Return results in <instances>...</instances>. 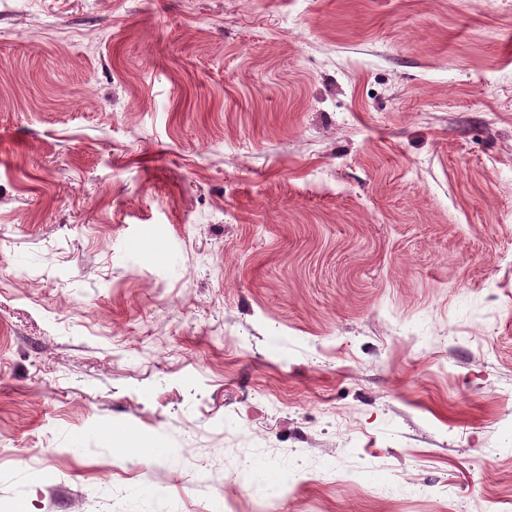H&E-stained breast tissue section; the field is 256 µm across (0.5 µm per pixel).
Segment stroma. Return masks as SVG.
<instances>
[{
	"label": "stroma",
	"mask_w": 512,
	"mask_h": 512,
	"mask_svg": "<svg viewBox=\"0 0 512 512\" xmlns=\"http://www.w3.org/2000/svg\"><path fill=\"white\" fill-rule=\"evenodd\" d=\"M232 499L512 500V0H0V512Z\"/></svg>",
	"instance_id": "stroma-1"
}]
</instances>
